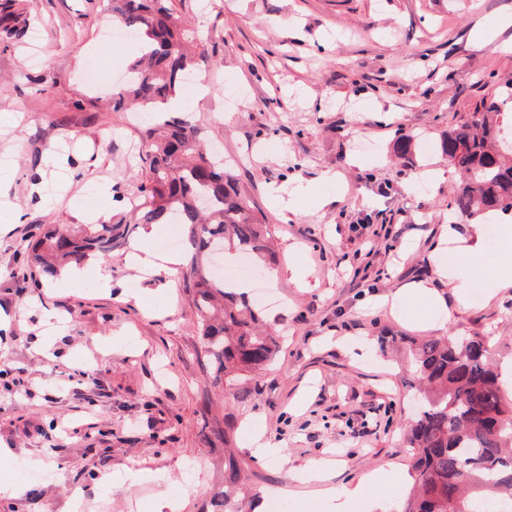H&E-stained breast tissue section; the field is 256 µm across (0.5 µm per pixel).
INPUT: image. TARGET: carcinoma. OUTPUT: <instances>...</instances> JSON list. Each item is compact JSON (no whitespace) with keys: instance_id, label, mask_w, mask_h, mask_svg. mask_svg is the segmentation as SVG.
Segmentation results:
<instances>
[{"instance_id":"cac0c4a2","label":"carcinoma","mask_w":512,"mask_h":512,"mask_svg":"<svg viewBox=\"0 0 512 512\" xmlns=\"http://www.w3.org/2000/svg\"><path fill=\"white\" fill-rule=\"evenodd\" d=\"M112 12L146 52L129 68V83L112 88V111H150L144 131L146 182L141 192L150 207H134L138 224H183L188 230L182 268L191 291L205 356L224 386L266 368L279 342L257 327L262 309L238 286L206 270L200 256L217 245L264 264L275 252L266 225L252 213L224 162L203 152L190 111L163 118L160 105L181 91L191 58L179 32L182 19L171 0H112ZM481 117L448 132L442 149L461 188L454 215L471 220L512 215V129L493 122L496 102ZM127 225L86 224L77 231L48 229L26 248L38 275L57 274L55 263L82 264L106 257ZM484 336L429 337L414 343V373L427 405L409 422L406 443L414 449V485L400 512H512V401L491 369ZM248 464L224 456V487L211 497L212 512H243L250 488Z\"/></svg>"}]
</instances>
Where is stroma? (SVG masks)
Listing matches in <instances>:
<instances>
[{"label": "stroma", "instance_id": "35a3bbf8", "mask_svg": "<svg viewBox=\"0 0 512 512\" xmlns=\"http://www.w3.org/2000/svg\"><path fill=\"white\" fill-rule=\"evenodd\" d=\"M0 0V512H211L224 478V444L205 437L218 419L249 464L254 491L284 493L288 512H326L319 492L393 469L399 492L368 487L351 512L383 497L396 512L411 488L404 432L419 392L407 338L485 336L495 367L512 363V297L489 298L498 249L470 221L476 244L459 306L437 252L460 179L443 153L448 132L512 85V0H173L207 87L186 89L205 145L224 161L267 224L274 268L222 263L250 296L266 291L278 355L226 391L203 356L197 315L180 271L128 268L135 225L103 264L112 288L58 277L35 283L25 248L38 226L82 227L79 210L127 219L147 202L138 149L144 127L112 109V79L135 56L108 38L112 0ZM494 31L473 38L477 25ZM94 67L100 83L90 86ZM83 108H74L75 100ZM413 136L401 158L399 136ZM84 179L71 178V171ZM335 174V185L322 183ZM118 195L106 198L100 184ZM311 189L282 219L269 191ZM304 267L305 282L289 267ZM280 269L272 277V269ZM420 281L448 306L394 310L378 297ZM389 337L381 345V337ZM282 446L273 464L249 445ZM324 462L319 479L296 468ZM141 473L138 481L128 472Z\"/></svg>", "mask_w": 512, "mask_h": 512}]
</instances>
